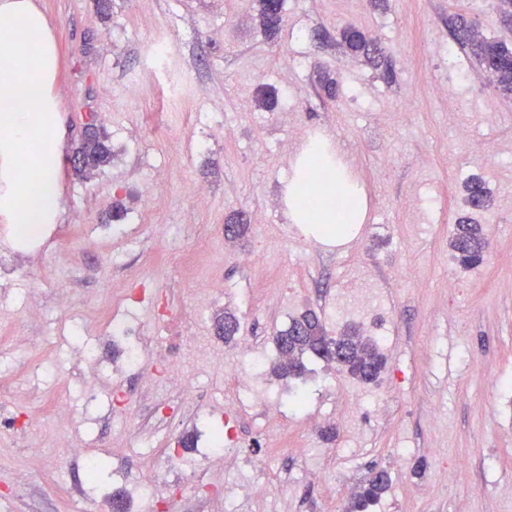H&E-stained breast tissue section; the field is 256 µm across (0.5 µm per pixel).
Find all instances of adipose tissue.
<instances>
[{
	"mask_svg": "<svg viewBox=\"0 0 512 512\" xmlns=\"http://www.w3.org/2000/svg\"><path fill=\"white\" fill-rule=\"evenodd\" d=\"M0 47L10 65L0 70V214L12 224H46L61 208L55 174L59 103L58 70L49 21L37 0H0ZM294 223L315 227L320 241H349V228L365 223L368 204L333 171L321 138L305 142L286 185Z\"/></svg>",
	"mask_w": 512,
	"mask_h": 512,
	"instance_id": "1",
	"label": "adipose tissue"
}]
</instances>
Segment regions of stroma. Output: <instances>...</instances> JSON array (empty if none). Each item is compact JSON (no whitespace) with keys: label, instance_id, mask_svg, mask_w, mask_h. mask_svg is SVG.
Wrapping results in <instances>:
<instances>
[{"label":"stroma","instance_id":"obj_1","mask_svg":"<svg viewBox=\"0 0 512 512\" xmlns=\"http://www.w3.org/2000/svg\"><path fill=\"white\" fill-rule=\"evenodd\" d=\"M37 2L59 55L62 210L33 239L0 217V258L16 269L0 283V360L16 364L0 398V512H112V495L128 493L129 477L148 479L166 466L164 447L196 456L182 442L200 439L204 407L241 455L209 465V491L178 473L164 503L133 501L131 512H225L217 486L253 479L270 493L242 512H345L372 469L386 471L390 484L367 512H512V406L498 400L512 379V98L473 58L448 55L457 14L485 36L512 37L495 0H389L384 8L285 0L272 38L257 0ZM349 25L385 48L386 69L337 47ZM159 39L171 48L170 67L132 87ZM324 74L337 82L334 96L321 87ZM168 83L183 86L182 99L167 98ZM265 86L277 93L271 112L255 105ZM92 116L113 157L84 177L70 159ZM299 125L344 149L339 167L368 201L366 222L344 247L298 232L287 216ZM489 140L500 158L479 164ZM474 175L492 193V222L484 262L466 270L449 240L464 213L462 186ZM199 183L209 189L202 205L193 195ZM410 197L416 210L405 207ZM200 224L213 229L209 250L183 268ZM116 250L124 254L118 264ZM254 251L257 262L242 264L240 254ZM201 281L218 297L203 313L191 303ZM119 288L133 297L135 373L121 369L125 340L71 329L74 318L101 316ZM307 311L332 335L382 332L384 369L363 384L336 365L309 362L328 374V386L303 411L285 408L263 450L253 449L252 410L224 415L242 392L225 370L244 359L215 322L234 314L240 336L262 347ZM86 342L99 350L92 405L74 368ZM168 345L184 354L187 383L178 389L158 363ZM201 350L208 364L196 359ZM342 386L356 394L354 413L325 419ZM60 393L69 419L8 425ZM72 442L105 462L100 487L88 482ZM311 469L320 482L305 481Z\"/></svg>","mask_w":512,"mask_h":512}]
</instances>
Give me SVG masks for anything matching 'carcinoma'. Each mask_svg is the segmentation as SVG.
Wrapping results in <instances>:
<instances>
[{
    "label": "carcinoma",
    "mask_w": 512,
    "mask_h": 512,
    "mask_svg": "<svg viewBox=\"0 0 512 512\" xmlns=\"http://www.w3.org/2000/svg\"><path fill=\"white\" fill-rule=\"evenodd\" d=\"M259 17L264 30L272 33L282 19L283 0H258ZM455 45L472 56L477 65L491 71V83L503 95L512 96V45L499 38H488L477 30H470L466 22L460 21L451 29ZM340 45L355 56H361L373 68L385 62V51L380 44L355 28L345 27L339 32ZM81 151L89 154L92 170L110 162L111 150L97 140L87 141ZM490 195L485 183L473 179L465 186L466 206L480 214L490 209ZM454 259L464 268L480 265L484 259L486 238L483 227L473 217L465 216L456 224L450 240ZM276 359L270 371L278 378L300 379L308 368L305 359H320L325 354L341 357V370L350 377L370 384L378 380L384 367V360L378 344L368 336L343 332L338 336L328 334L320 318L313 312H306L291 321L290 325L274 336ZM378 473L368 478L358 499L347 507V512H366L367 506L376 502L386 490L388 479L377 481Z\"/></svg>",
    "instance_id": "cac0c4a2"
}]
</instances>
